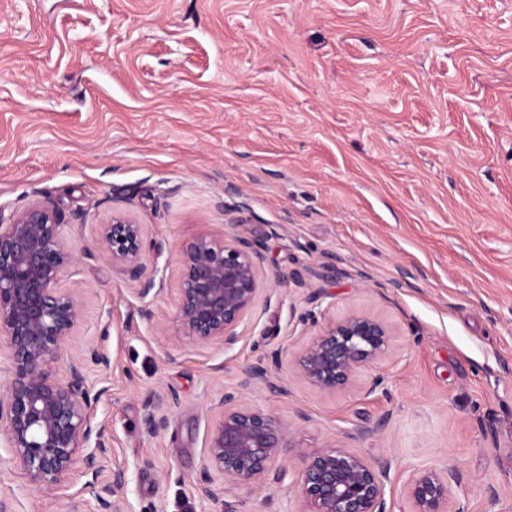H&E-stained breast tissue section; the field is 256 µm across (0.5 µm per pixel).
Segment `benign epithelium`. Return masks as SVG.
Listing matches in <instances>:
<instances>
[{"instance_id":"benign-epithelium-1","label":"benign epithelium","mask_w":512,"mask_h":512,"mask_svg":"<svg viewBox=\"0 0 512 512\" xmlns=\"http://www.w3.org/2000/svg\"><path fill=\"white\" fill-rule=\"evenodd\" d=\"M99 244L113 264L141 280L140 297L154 290L143 278V227L121 216L99 229ZM264 257L259 246L241 237L217 241L205 237L184 251L176 319L186 335L200 343L226 348L239 341L237 327L251 313L263 286ZM74 264L52 201L36 199L5 221L0 217V346L10 366L0 383V435L10 456L0 468L16 466L38 487L52 488L73 479L76 453L95 443L104 451L107 426L93 423L88 410L100 398L87 381L85 365L110 364L99 347L88 346L69 363V378L53 373L81 320L84 289L61 286ZM390 329L381 319L351 312L322 324L296 352L293 372L322 392L340 390L380 359L390 344ZM256 385L278 389L268 369L249 367L235 389L214 403L217 415L207 433L209 460L224 478L250 488L279 483L285 466L274 463L292 448L289 425L278 415L251 407L245 391ZM165 401L149 396L143 423L156 435L167 428ZM297 491L304 512H386L384 468L346 448H299ZM201 499L215 498L213 479L203 468L195 482ZM448 476L428 470L406 488L409 512H450Z\"/></svg>"}]
</instances>
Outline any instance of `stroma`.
Masks as SVG:
<instances>
[{"label":"stroma","instance_id":"obj_1","mask_svg":"<svg viewBox=\"0 0 512 512\" xmlns=\"http://www.w3.org/2000/svg\"><path fill=\"white\" fill-rule=\"evenodd\" d=\"M38 194L85 290L55 372L90 343L109 355L87 370L106 453L92 488L80 457L57 489L0 472L9 512L106 494L123 512H300L293 465L253 490L216 471L217 499L193 495L213 404L258 362L281 389L247 402L297 447L385 465L387 512L426 467L452 474L451 512H512V0H0V216ZM116 214L143 225L157 294L100 250ZM237 236L265 289L236 345L195 343L175 319L182 251ZM351 312L391 328L382 386L293 377L305 315ZM153 394L177 397L157 435ZM165 401L160 396H149L143 404V423L148 433L156 435L167 427Z\"/></svg>","mask_w":512,"mask_h":512}]
</instances>
